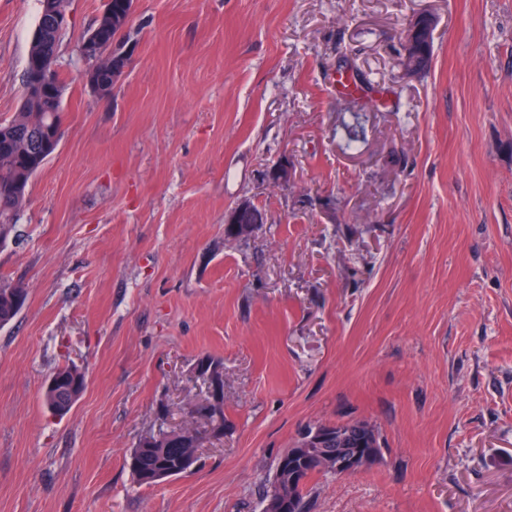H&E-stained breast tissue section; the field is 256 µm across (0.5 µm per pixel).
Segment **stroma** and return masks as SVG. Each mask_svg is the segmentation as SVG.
<instances>
[{"label": "stroma", "instance_id": "1", "mask_svg": "<svg viewBox=\"0 0 512 512\" xmlns=\"http://www.w3.org/2000/svg\"><path fill=\"white\" fill-rule=\"evenodd\" d=\"M65 2L64 135L0 247L28 290L0 328V512H261L299 431L351 419L381 461L313 475L303 512H512V0H134L108 99L78 56L106 0ZM39 11L0 0V119ZM421 12L434 62L406 79ZM345 61L377 91L338 93ZM243 199L267 221L230 243ZM208 355L223 437L138 484ZM64 365L87 386L60 419ZM421 14L415 15L404 27L402 49L405 55L413 53L433 41V24L436 25V20L431 15H428V18L427 15Z\"/></svg>", "mask_w": 512, "mask_h": 512}]
</instances>
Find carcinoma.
<instances>
[{
	"mask_svg": "<svg viewBox=\"0 0 512 512\" xmlns=\"http://www.w3.org/2000/svg\"><path fill=\"white\" fill-rule=\"evenodd\" d=\"M126 14L124 0H112L94 29L104 33V42L112 53H121L124 46L134 41L132 28H121ZM36 29L39 39L30 43L29 53L44 49L59 52L62 33L55 29L44 14H39ZM59 86L47 89L37 102L27 99V76H22V100L18 111L10 118L0 120V246L15 234L18 216L26 204L32 177L46 164L55 152L62 137L63 95L65 79L56 77ZM27 299L23 286L0 283V327L12 322ZM54 376L57 386L43 392V403L54 416L66 415L82 395L84 388L78 368L65 365ZM131 469L137 481L144 485L153 483L161 471L168 476H180L183 467L176 451H164L163 446L148 444L136 447L130 456Z\"/></svg>",
	"mask_w": 512,
	"mask_h": 512,
	"instance_id": "carcinoma-1",
	"label": "carcinoma"
}]
</instances>
